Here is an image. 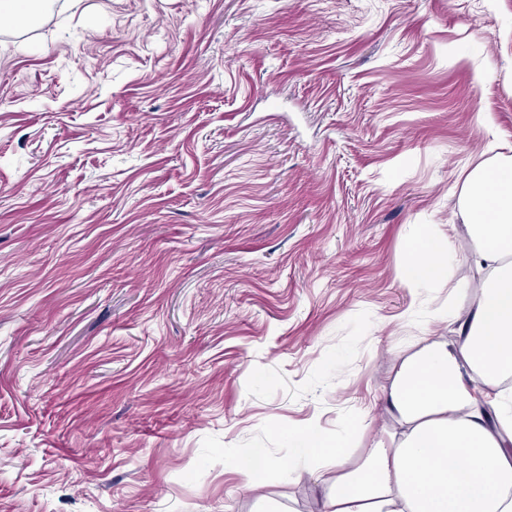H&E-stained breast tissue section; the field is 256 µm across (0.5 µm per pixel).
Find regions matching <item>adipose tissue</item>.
<instances>
[{"label":"adipose tissue","mask_w":512,"mask_h":512,"mask_svg":"<svg viewBox=\"0 0 512 512\" xmlns=\"http://www.w3.org/2000/svg\"><path fill=\"white\" fill-rule=\"evenodd\" d=\"M460 204L478 289L468 311L448 303L434 314L457 323L454 338L423 337L400 357L382 388L394 431L354 463L347 436L288 434L285 471L332 458L325 512H512V155L473 167ZM454 260L450 235L413 226L403 287H443Z\"/></svg>","instance_id":"ef3b65f1"}]
</instances>
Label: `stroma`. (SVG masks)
I'll return each mask as SVG.
<instances>
[{"instance_id":"stroma-1","label":"stroma","mask_w":512,"mask_h":512,"mask_svg":"<svg viewBox=\"0 0 512 512\" xmlns=\"http://www.w3.org/2000/svg\"><path fill=\"white\" fill-rule=\"evenodd\" d=\"M512 148V0H59L0 33V512H323L288 432L388 427ZM274 462L250 486L235 459ZM455 257L449 234L429 229L428 225H414L401 266L402 286L443 287L450 281Z\"/></svg>"}]
</instances>
